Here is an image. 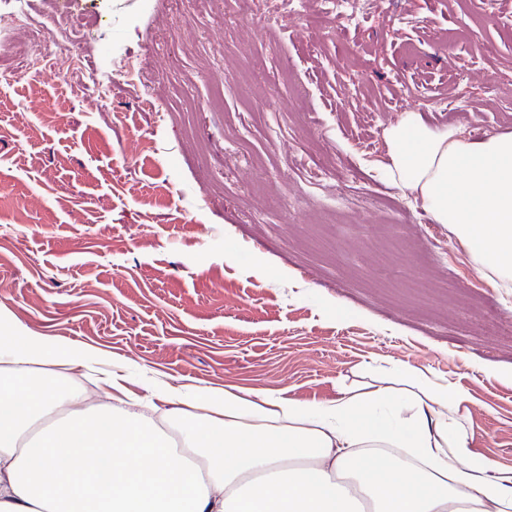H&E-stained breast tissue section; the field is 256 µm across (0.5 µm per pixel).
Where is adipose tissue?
<instances>
[{"label": "adipose tissue", "instance_id": "ef3b65f1", "mask_svg": "<svg viewBox=\"0 0 512 512\" xmlns=\"http://www.w3.org/2000/svg\"><path fill=\"white\" fill-rule=\"evenodd\" d=\"M385 171L512 286V133L481 140L404 112ZM0 324V512H512V467L472 450V397L429 374L373 373L307 406L265 390L165 385L61 395L86 354ZM207 410L193 428L190 410ZM183 424L174 442L162 421Z\"/></svg>", "mask_w": 512, "mask_h": 512}]
</instances>
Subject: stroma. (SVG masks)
I'll use <instances>...</instances> for the list:
<instances>
[{
	"instance_id": "stroma-1",
	"label": "stroma",
	"mask_w": 512,
	"mask_h": 512,
	"mask_svg": "<svg viewBox=\"0 0 512 512\" xmlns=\"http://www.w3.org/2000/svg\"><path fill=\"white\" fill-rule=\"evenodd\" d=\"M27 8L45 42L0 35V61L37 60L0 83V309L139 396L319 404L366 372L427 371L472 396L474 452L512 467V345L488 341L512 330V288L383 170L403 110L512 132V0Z\"/></svg>"
}]
</instances>
